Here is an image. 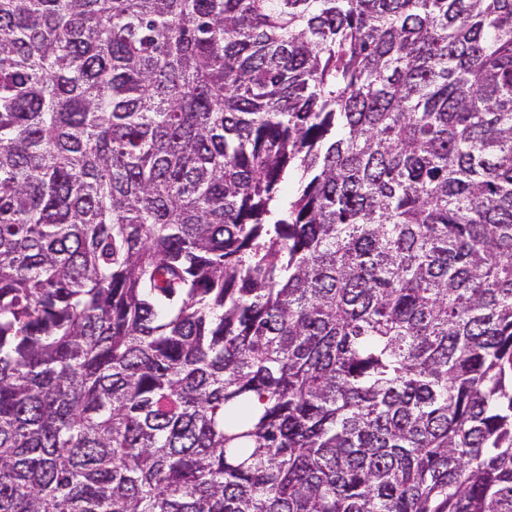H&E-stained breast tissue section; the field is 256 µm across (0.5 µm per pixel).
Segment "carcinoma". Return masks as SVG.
Here are the masks:
<instances>
[{"instance_id":"1","label":"carcinoma","mask_w":512,"mask_h":512,"mask_svg":"<svg viewBox=\"0 0 512 512\" xmlns=\"http://www.w3.org/2000/svg\"><path fill=\"white\" fill-rule=\"evenodd\" d=\"M0 512H512V0H0Z\"/></svg>"}]
</instances>
